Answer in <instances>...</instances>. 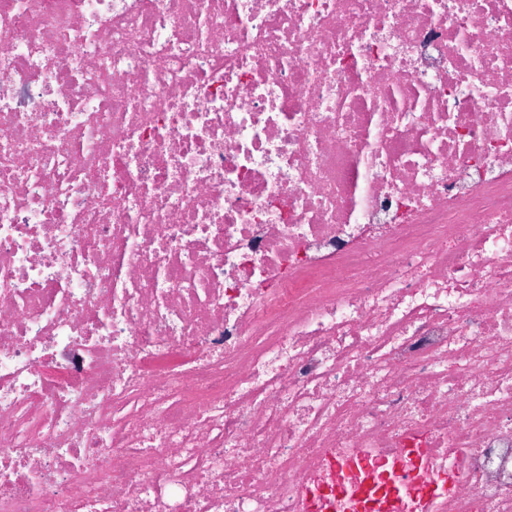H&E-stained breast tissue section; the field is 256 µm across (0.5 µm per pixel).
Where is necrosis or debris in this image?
<instances>
[{"label":"necrosis or debris","instance_id":"necrosis-or-debris-1","mask_svg":"<svg viewBox=\"0 0 512 512\" xmlns=\"http://www.w3.org/2000/svg\"><path fill=\"white\" fill-rule=\"evenodd\" d=\"M512 512V0H0V512Z\"/></svg>","mask_w":512,"mask_h":512}]
</instances>
